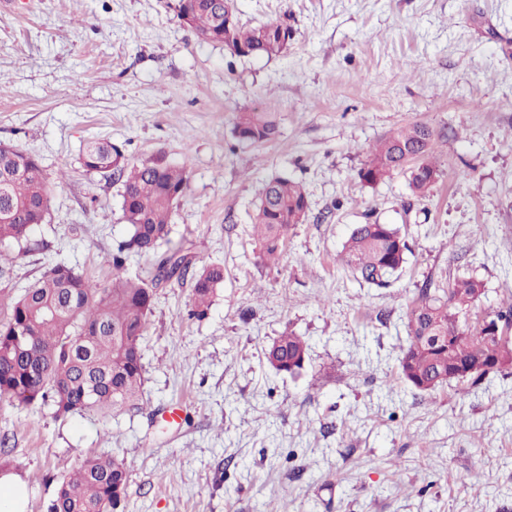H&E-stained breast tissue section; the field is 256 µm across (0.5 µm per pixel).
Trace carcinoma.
Segmentation results:
<instances>
[{
    "instance_id": "obj_1",
    "label": "carcinoma",
    "mask_w": 512,
    "mask_h": 512,
    "mask_svg": "<svg viewBox=\"0 0 512 512\" xmlns=\"http://www.w3.org/2000/svg\"><path fill=\"white\" fill-rule=\"evenodd\" d=\"M178 16L197 38L222 43L239 57H279L293 31L280 22L242 24L235 0H178ZM278 131L274 112L237 113L235 138L247 144L270 141ZM434 129L410 123L378 140L358 171L361 182L376 185L398 173L409 174L416 195L425 194L439 176L432 159ZM80 162L86 172L122 187V211L128 236L112 252L117 271L104 288L63 261L50 260L42 276L11 304L0 322V397L18 406H49L58 416L97 411L109 416L140 409L145 382L141 342L153 310L154 288L162 282L191 277L189 316L206 318L224 266L197 269L180 249L171 246V218L188 186L186 170L164 162L135 166L109 140L88 142ZM51 189L44 174L12 175L0 166V210L13 217L0 221V245L13 244L22 256L47 247L33 239L48 209ZM304 185L274 176L263 183L252 216L262 241V256L282 254L294 226L308 218ZM409 246L390 224H358L343 244L342 266L368 284L383 286L406 263ZM151 255V279L119 274L128 258ZM483 285L472 277L455 279L446 288L425 287L407 315L406 344L398 357L400 374L417 391H432L452 380L478 383L488 372H470L480 362L491 372L512 365V337L486 332L466 322ZM268 366L295 376L308 359L303 337L292 332L265 349ZM128 471L124 461L107 455L85 459L63 478L48 512H124Z\"/></svg>"
}]
</instances>
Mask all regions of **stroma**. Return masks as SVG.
<instances>
[{
  "label": "stroma",
  "mask_w": 512,
  "mask_h": 512,
  "mask_svg": "<svg viewBox=\"0 0 512 512\" xmlns=\"http://www.w3.org/2000/svg\"><path fill=\"white\" fill-rule=\"evenodd\" d=\"M177 4L0 0V143L36 156L51 187L36 239L111 282L122 189L79 160L107 139L132 164L187 169L171 239L195 266H224L201 321L191 281L156 288L141 409L59 418L0 399L27 512H47L61 478L101 453L126 464L125 512H512V369L429 392L398 372L426 281L479 280L486 315L512 301V0H236L243 24L292 28L272 59L199 41ZM246 109L276 113L277 136L240 143ZM412 122L439 133L430 193L402 174L362 183L370 147ZM277 175L305 185L309 213L267 265L250 215ZM368 222L409 245L382 287L340 262ZM44 257L14 263L0 320ZM286 332L308 344L296 378L264 358Z\"/></svg>",
  "instance_id": "35a3bbf8"
}]
</instances>
